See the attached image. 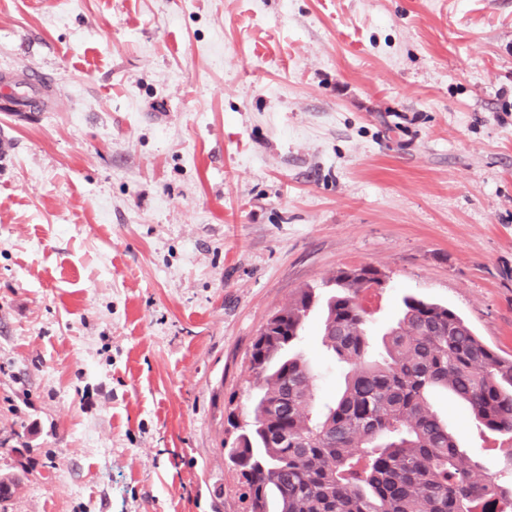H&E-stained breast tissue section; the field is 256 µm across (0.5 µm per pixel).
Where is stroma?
Wrapping results in <instances>:
<instances>
[{"instance_id":"1","label":"stroma","mask_w":512,"mask_h":512,"mask_svg":"<svg viewBox=\"0 0 512 512\" xmlns=\"http://www.w3.org/2000/svg\"><path fill=\"white\" fill-rule=\"evenodd\" d=\"M7 512H243L267 319L338 269L512 358V0H0ZM315 395L342 371L311 314ZM433 404L497 474L512 438Z\"/></svg>"}]
</instances>
